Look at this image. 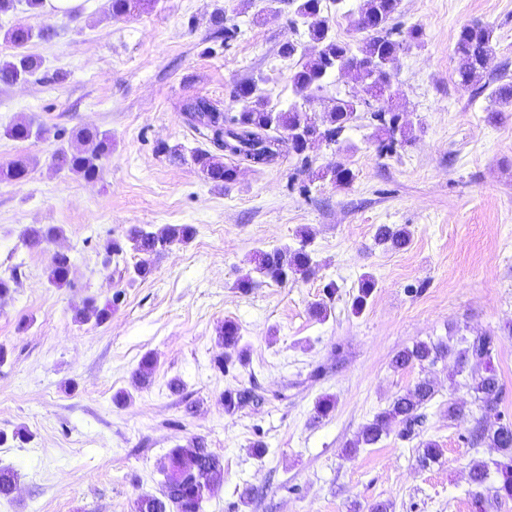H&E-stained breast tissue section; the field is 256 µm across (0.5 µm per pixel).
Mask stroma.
Masks as SVG:
<instances>
[{"label":"stroma","instance_id":"stroma-1","mask_svg":"<svg viewBox=\"0 0 512 512\" xmlns=\"http://www.w3.org/2000/svg\"><path fill=\"white\" fill-rule=\"evenodd\" d=\"M267 11L264 23L253 16ZM223 12L237 29L218 47L211 17ZM286 0H154L115 18L108 0H81L77 19L49 18L24 0L0 13V29L52 25L54 36L26 48L41 68L24 84L0 86V165L34 159L19 181L0 180V274L17 273L0 301V431L24 428V444L0 446V466L18 474L0 512H135V501L162 489L172 448L205 438L224 461V482L202 512H471L474 461L499 453L466 438L481 416L469 374L453 359L404 370L400 350L419 341L455 348L481 335L498 337L492 366L504 385L500 410L512 418V109L494 111L487 94L462 87L454 47L460 28L491 27L498 49L484 73L512 82V0H401L396 16L423 32L389 69L393 106L412 137L396 153L376 152L374 129L360 116L342 147L321 145L306 159L238 167L228 190L204 180L193 162L207 141L181 106L202 96L230 111L233 87L256 81L271 107L300 104L322 120L333 100L359 92L345 74L320 91L301 93L282 58L283 42H309L292 24ZM26 117L44 137L14 141L6 125ZM112 136L100 179L56 172L51 155L73 146V130ZM180 146L171 160L167 150ZM345 163L353 183L337 187L316 171ZM307 185L300 193L299 185ZM190 224L195 237L152 259V273L129 283L138 257L105 259L107 241L133 225ZM403 226L408 246L377 245L379 225ZM61 234L26 247L28 227ZM306 243L316 261L308 278L241 290L256 251ZM71 260L69 283L48 282L54 253ZM376 286L366 308L351 300L363 275ZM335 292H328V283ZM123 297L109 320L81 323L86 298ZM322 302L319 320L310 308ZM241 329L245 364L218 369L217 331ZM153 354L148 385L141 358ZM428 376L436 394L417 437L390 428L379 442L354 447L361 429L392 400ZM180 380L171 391V380ZM254 391V402L226 415L228 389ZM125 391L129 399L116 405ZM332 397L324 418L315 405ZM463 412L449 417V404ZM442 455L420 467L425 441ZM263 454H255V443ZM249 501H241L243 489Z\"/></svg>","mask_w":512,"mask_h":512}]
</instances>
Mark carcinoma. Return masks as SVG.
<instances>
[{"mask_svg":"<svg viewBox=\"0 0 512 512\" xmlns=\"http://www.w3.org/2000/svg\"><path fill=\"white\" fill-rule=\"evenodd\" d=\"M145 0H110L109 12L113 17L134 15ZM400 0H363L359 8L358 29L367 33L358 46L337 39L324 16L329 5L327 0H288L294 16L307 25L310 39L321 45L315 56L304 52L298 41H286L279 52L296 60V70L292 76L297 88L302 91H319L338 72H350L354 78L368 85L371 98L363 106L351 100L338 98L334 102L326 120L317 122L308 117L296 104L286 109H275L268 105L263 93L251 81L237 84L232 90V98L243 103L239 112H229L205 97H193L182 106L187 124L209 141L217 150L224 152L218 156L208 150L199 149L194 154V162L203 178L217 188L229 189L238 178V164L247 162L253 166L266 167L275 163L287 151L302 156L307 150L322 143L337 145L341 136L362 110L369 114L370 125L374 128L373 138L379 155L396 152L397 146L408 140L409 130L400 124V115L390 105L379 103L383 90L392 86L391 76L382 70V64L415 44L420 43L422 31L412 26L407 29L393 23L398 13ZM51 29L34 31L28 26H14L3 34V41L12 45L16 53L11 58L0 60V85L11 86L33 74L41 66L35 57L23 52L34 37L48 38ZM454 53L457 59L456 73L459 84L465 88L477 85L483 76L487 61L495 54L493 29L487 25L474 23L463 26L457 36ZM489 97L498 105L512 107V85L502 83L493 88ZM33 133L32 120L22 117L6 127L4 135L26 141ZM76 137L84 148L70 151L63 147L51 156L52 166L58 172L71 173L86 181H95L101 175L100 160L112 151V137L106 131L84 127ZM229 161H224V158ZM31 160L18 157L0 167V174L11 179L28 174ZM322 176L330 178L340 187L349 186L355 178L351 168L342 162L326 169ZM196 230L191 224H168L154 230L133 226L122 239L108 242L106 253L119 258L128 250L142 256L132 269L128 270V280L136 282L146 279L152 272L147 258L156 255L175 244L189 243ZM59 234V228H29L23 240L30 248H38ZM377 243L391 250L407 246L409 233L403 227L381 224L375 233ZM70 258L65 254L52 257L48 271L50 284L60 288L69 283ZM314 273L313 259L306 245L298 248L288 246L261 250L254 257V266L237 282L239 288H254L272 281L286 283L298 276L306 278ZM375 282L370 276L361 279L358 294L352 308L359 313L367 305ZM122 291H116L112 299L98 304L87 299L79 310L82 322L95 320L102 323L112 316L121 300ZM224 344V360L219 367L226 370L234 361H243L240 327L227 320L218 335ZM495 349L491 336H480L464 350L439 341L417 342L410 348L397 352L392 358L396 369H406L416 364L433 365L438 360L455 356L460 369L469 364L487 365ZM470 388L479 402L481 419L468 438L469 443L486 442L502 453L503 460L495 462L500 483L494 493L485 495L480 488L488 476V465L477 461L470 468V480L478 491L472 496L473 512H489L493 505L502 499H512V419L504 417L499 410L503 400V385L496 372L487 367L482 373L472 376ZM436 393L434 383L427 377L419 378L412 387L398 395L388 408L377 413L366 424L353 447L376 444L393 423L399 426L398 435L410 440L416 436V427L421 423L420 410L432 401ZM253 398L251 391L226 390L223 395L224 412L233 415ZM165 479L161 494L144 496L136 502V512H201V491L215 494L224 477V464L201 437L192 439L186 445L172 449L168 455V465L164 467ZM16 474L10 467H0V498H9L15 489Z\"/></svg>","mask_w":512,"mask_h":512,"instance_id":"obj_1","label":"carcinoma"}]
</instances>
